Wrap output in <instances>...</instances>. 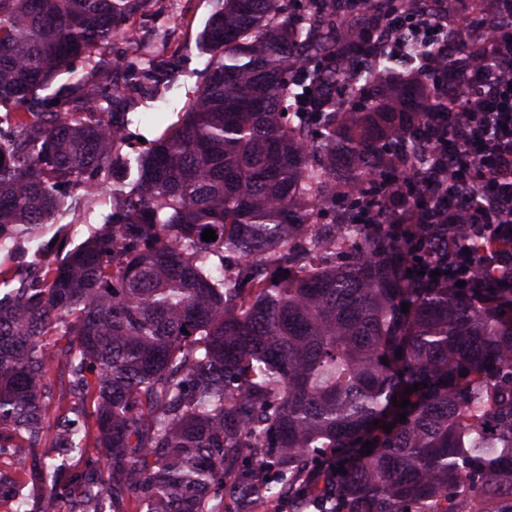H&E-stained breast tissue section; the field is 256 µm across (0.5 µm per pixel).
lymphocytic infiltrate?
<instances>
[{
  "label": "lymphocytic infiltrate",
  "mask_w": 512,
  "mask_h": 512,
  "mask_svg": "<svg viewBox=\"0 0 512 512\" xmlns=\"http://www.w3.org/2000/svg\"><path fill=\"white\" fill-rule=\"evenodd\" d=\"M510 19L512 0L504 4L500 21L483 31L499 50L498 76L485 82L462 78L429 142L445 162L462 150L476 153L479 162L467 178L426 181L424 203L412 208L402 204L405 182L396 184L388 222L405 240H413L417 229L429 224H462L478 237H512V35L505 29ZM470 187L482 191L480 206H469Z\"/></svg>",
  "instance_id": "1"
}]
</instances>
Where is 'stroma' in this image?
Masks as SVG:
<instances>
[{"label": "stroma", "instance_id": "1", "mask_svg": "<svg viewBox=\"0 0 512 512\" xmlns=\"http://www.w3.org/2000/svg\"><path fill=\"white\" fill-rule=\"evenodd\" d=\"M218 0H151L132 20L136 41H113L112 45L80 65L90 84L110 88L123 82L128 70L163 69L166 82L149 97L135 96L121 104L127 119L122 126L124 153L137 157L146 144L178 123L195 92L207 81L210 55L203 32ZM108 195L76 213L66 214V237L47 234L39 239L19 238L14 248L0 250V280L10 281L22 266L36 261H58L69 248L87 236L88 224H97L108 213Z\"/></svg>", "mask_w": 512, "mask_h": 512}]
</instances>
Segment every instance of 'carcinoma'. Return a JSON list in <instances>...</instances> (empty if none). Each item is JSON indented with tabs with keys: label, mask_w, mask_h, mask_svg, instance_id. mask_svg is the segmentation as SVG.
<instances>
[{
	"label": "carcinoma",
	"mask_w": 512,
	"mask_h": 512,
	"mask_svg": "<svg viewBox=\"0 0 512 512\" xmlns=\"http://www.w3.org/2000/svg\"><path fill=\"white\" fill-rule=\"evenodd\" d=\"M148 2L0 0V106L24 107L63 70L81 87L0 136V249L57 223L68 186L108 181L119 200L43 277L0 293V458L27 468L54 512L51 478L85 453L88 430L57 415L59 463L37 461L64 361L71 386L92 389L97 448L72 480L73 512H245L262 499L288 512H512V275L415 288L396 266L408 244L382 228L396 176L421 187L436 172L417 148L466 59L490 76L493 49L473 39L433 78L441 18L432 37L397 32L399 60L377 47L422 0H221L203 35L208 81L126 182L113 177L130 164L120 129L84 113L143 75L109 92L73 64ZM338 215L356 246L342 262L308 235ZM442 236L452 263L469 246L512 258V241H472L459 224ZM4 497L30 512L0 473Z\"/></svg>",
	"instance_id": "obj_1"
}]
</instances>
